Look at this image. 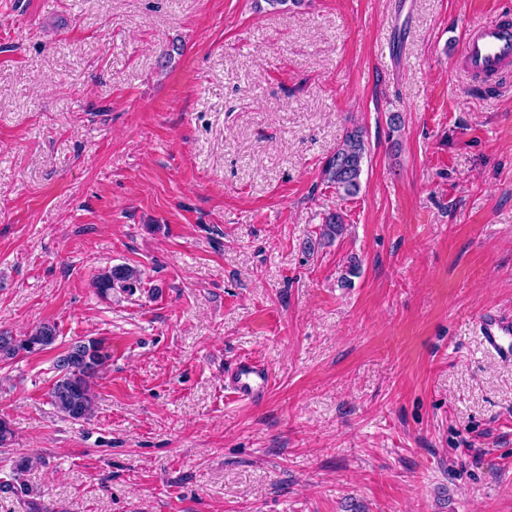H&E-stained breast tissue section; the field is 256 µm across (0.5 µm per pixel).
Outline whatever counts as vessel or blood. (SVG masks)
<instances>
[{
	"label": "vessel or blood",
	"mask_w": 512,
	"mask_h": 512,
	"mask_svg": "<svg viewBox=\"0 0 512 512\" xmlns=\"http://www.w3.org/2000/svg\"><path fill=\"white\" fill-rule=\"evenodd\" d=\"M458 60L474 76L487 81L512 70V20L497 15L495 20L470 30ZM480 332L486 346L502 359L512 361V320L493 312L481 314ZM268 370L251 359L237 361L228 375V389L238 400H254L267 389Z\"/></svg>",
	"instance_id": "1"
}]
</instances>
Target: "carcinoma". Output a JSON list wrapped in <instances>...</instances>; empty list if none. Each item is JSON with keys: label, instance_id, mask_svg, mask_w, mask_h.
Segmentation results:
<instances>
[{"label": "carcinoma", "instance_id": "carcinoma-1", "mask_svg": "<svg viewBox=\"0 0 512 512\" xmlns=\"http://www.w3.org/2000/svg\"><path fill=\"white\" fill-rule=\"evenodd\" d=\"M366 156L365 133L354 126L346 130L336 151L324 162L323 179L336 191L351 197L360 189V178ZM345 232L342 217L332 213L325 218L320 237L334 240ZM141 284L140 271L129 265L114 266L94 280L95 288L106 294L114 288L131 290ZM56 340V326L43 323L21 336L0 332V357L11 359L22 352L44 350ZM110 359L102 341L89 339L73 343L56 362L60 376L55 381L50 398L52 405L64 417L74 421L89 419L94 410L92 382Z\"/></svg>", "mask_w": 512, "mask_h": 512}]
</instances>
